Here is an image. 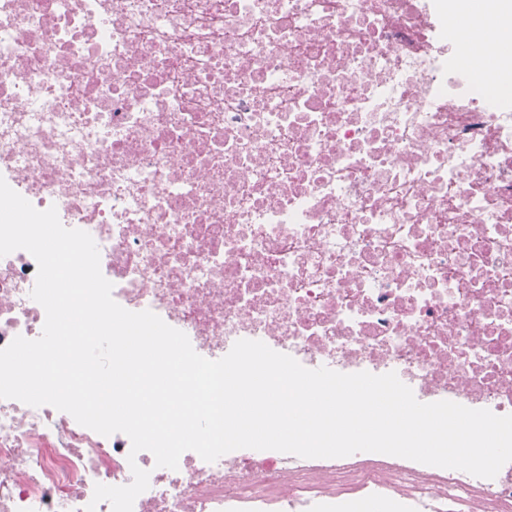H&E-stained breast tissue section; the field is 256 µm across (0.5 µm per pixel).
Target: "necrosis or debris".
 Wrapping results in <instances>:
<instances>
[{"instance_id": "1", "label": "necrosis or debris", "mask_w": 512, "mask_h": 512, "mask_svg": "<svg viewBox=\"0 0 512 512\" xmlns=\"http://www.w3.org/2000/svg\"><path fill=\"white\" fill-rule=\"evenodd\" d=\"M508 33L512 0H0V176L203 357L259 340L512 414ZM36 276L0 258V349L42 332ZM130 449L0 399V512H84L134 463L133 512H512V462L240 449L170 470Z\"/></svg>"}]
</instances>
